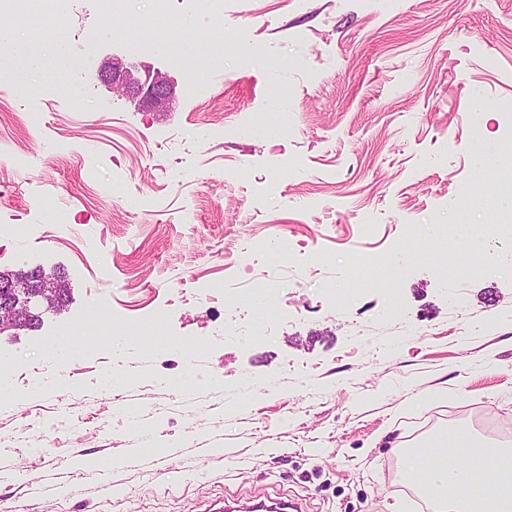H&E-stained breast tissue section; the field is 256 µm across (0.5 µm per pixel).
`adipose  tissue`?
<instances>
[{
    "instance_id": "adipose-tissue-1",
    "label": "adipose tissue",
    "mask_w": 512,
    "mask_h": 512,
    "mask_svg": "<svg viewBox=\"0 0 512 512\" xmlns=\"http://www.w3.org/2000/svg\"><path fill=\"white\" fill-rule=\"evenodd\" d=\"M405 475L452 512H512V448L457 431L406 454Z\"/></svg>"
}]
</instances>
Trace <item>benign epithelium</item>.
<instances>
[{
	"mask_svg": "<svg viewBox=\"0 0 512 512\" xmlns=\"http://www.w3.org/2000/svg\"><path fill=\"white\" fill-rule=\"evenodd\" d=\"M98 79L106 87L154 112L169 111L174 97V87L165 73L149 67L129 66L116 57L102 65ZM41 273L40 269H31L18 272L13 279L0 280V332L11 328L16 313L34 309L32 299L22 296V289L27 287L31 277Z\"/></svg>",
	"mask_w": 512,
	"mask_h": 512,
	"instance_id": "obj_1",
	"label": "benign epithelium"
}]
</instances>
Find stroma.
Returning a JSON list of instances; mask_svg holds the SVG:
<instances>
[{
	"label": "stroma",
	"instance_id": "obj_1",
	"mask_svg": "<svg viewBox=\"0 0 512 512\" xmlns=\"http://www.w3.org/2000/svg\"><path fill=\"white\" fill-rule=\"evenodd\" d=\"M153 5L126 0L110 36L96 0H67L63 56L0 15L25 44L0 88V271L70 290L0 334V512H415L398 449L466 428L498 445L512 423V234H487L503 199L483 156L512 114V0H166L159 23ZM125 28L184 39L144 50ZM111 53L166 72L169 111L105 87ZM249 242L296 260L299 287L263 308ZM402 249L395 297L352 280ZM269 309L272 335L225 343ZM89 322L115 338L65 361L52 340ZM59 370L81 400L25 397ZM161 375L197 378L195 405Z\"/></svg>",
	"mask_w": 512,
	"mask_h": 512
}]
</instances>
